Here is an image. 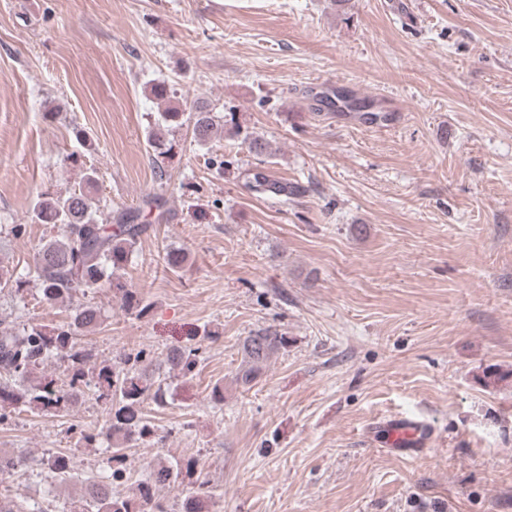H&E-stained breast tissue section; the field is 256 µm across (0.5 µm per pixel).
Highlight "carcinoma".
<instances>
[{
	"mask_svg": "<svg viewBox=\"0 0 512 512\" xmlns=\"http://www.w3.org/2000/svg\"><path fill=\"white\" fill-rule=\"evenodd\" d=\"M188 122L195 142L202 147L218 130L217 115L210 106L200 104L184 112L169 105L148 133L149 146L155 151L161 149L166 133ZM97 190V172L87 168L81 189L67 195L40 194L33 218L60 227L61 233L38 245L34 265L26 273L0 266V292L6 289L21 295L32 285L39 302L50 307L65 305L69 310L68 321L56 326L18 328L0 320V422L25 409L63 417L88 390H94L96 400L107 407L108 419L99 429L80 430L75 446L104 449L105 467L84 477L75 473L71 457L64 453L44 456L37 463L45 477L59 484L80 483L81 494L64 504L62 512H167L156 489L177 483L194 470L196 462L160 464L148 480L137 483L128 493L112 490L114 482L126 479L130 449L155 434L147 405H163L165 393L149 370L152 359L142 349L116 364L98 359L80 343V335L103 322L101 308L80 298L106 283L121 293L127 311L142 316L148 310L139 294L121 281L119 271L150 225L135 223L136 216L129 212L118 214L114 224L102 223ZM285 342V337L272 329L246 337L237 382L248 386L255 381ZM198 360L197 347L169 350L165 357L168 377L191 375ZM56 364L64 368L65 381L61 383L45 374L46 368ZM31 462L33 459L22 450L1 455L0 473ZM210 500L211 492L201 483L183 499L182 512H209Z\"/></svg>",
	"mask_w": 512,
	"mask_h": 512,
	"instance_id": "carcinoma-1",
	"label": "carcinoma"
}]
</instances>
